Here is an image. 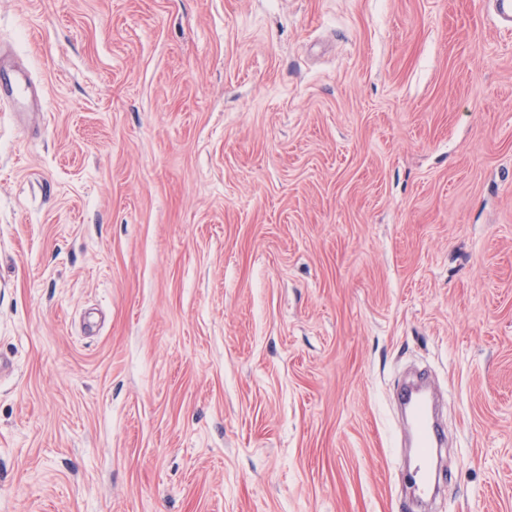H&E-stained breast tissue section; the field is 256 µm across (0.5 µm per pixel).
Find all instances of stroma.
<instances>
[{
	"instance_id": "obj_1",
	"label": "stroma",
	"mask_w": 512,
	"mask_h": 512,
	"mask_svg": "<svg viewBox=\"0 0 512 512\" xmlns=\"http://www.w3.org/2000/svg\"><path fill=\"white\" fill-rule=\"evenodd\" d=\"M0 512H512V34L488 0H0ZM1 64H9L17 69L18 75L14 81L2 83L0 86V104L9 102H19L23 97H29L34 99L41 98V91L34 85H32L27 79L24 71L19 68L14 60L1 52ZM400 405L408 427L412 430L417 454L415 491L421 497H432L439 482L432 479L429 471L434 449L444 443V437L435 420L433 401L421 386H407L399 395Z\"/></svg>"
}]
</instances>
